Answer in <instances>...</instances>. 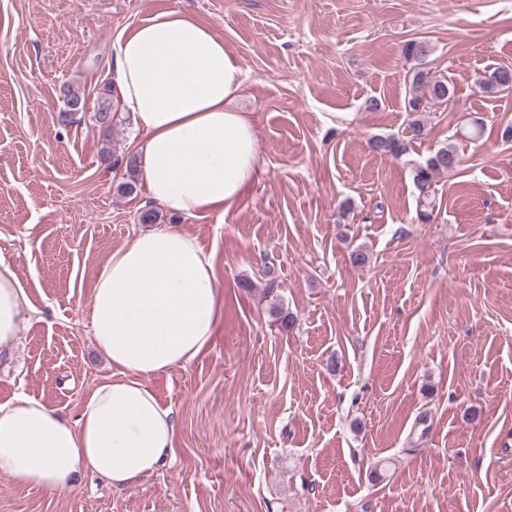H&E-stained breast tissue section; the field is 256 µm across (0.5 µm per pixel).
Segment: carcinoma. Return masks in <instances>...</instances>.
<instances>
[{"label": "carcinoma", "mask_w": 512, "mask_h": 512, "mask_svg": "<svg viewBox=\"0 0 512 512\" xmlns=\"http://www.w3.org/2000/svg\"><path fill=\"white\" fill-rule=\"evenodd\" d=\"M404 56L413 62L408 71L409 97L405 111L409 112L408 129L410 139L421 140L427 135V125L423 112L427 108L426 100L442 104L450 100L454 94V86L444 75L431 76L422 68L425 60L432 54L433 46L426 40L412 39L405 43ZM483 93L494 95L512 92V70L498 68L479 81ZM80 105L85 108L86 100L79 91L69 88L64 92L65 108L59 114L60 124L66 126L75 117L71 106ZM372 150L385 156L398 158L407 151V144L395 137L374 136L370 139ZM461 158L452 144H445L434 150L424 160L413 163V180L418 190L417 220L427 223L431 221L434 210L435 188L437 176L448 174L459 169Z\"/></svg>", "instance_id": "obj_1"}]
</instances>
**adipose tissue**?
Returning <instances> with one entry per match:
<instances>
[{
    "mask_svg": "<svg viewBox=\"0 0 512 512\" xmlns=\"http://www.w3.org/2000/svg\"><path fill=\"white\" fill-rule=\"evenodd\" d=\"M110 78L140 134L134 157L148 197L186 217L230 210L260 147L251 115L231 106L243 70L223 38L182 11L157 12L119 33ZM31 312L0 257V351ZM219 314L213 256L195 236L156 227L114 249L90 311L112 374L72 422L31 397L0 404V474L55 493L87 472L116 486L153 472L173 452L176 424L144 380L192 363Z\"/></svg>",
    "mask_w": 512,
    "mask_h": 512,
    "instance_id": "1",
    "label": "adipose tissue"
}]
</instances>
